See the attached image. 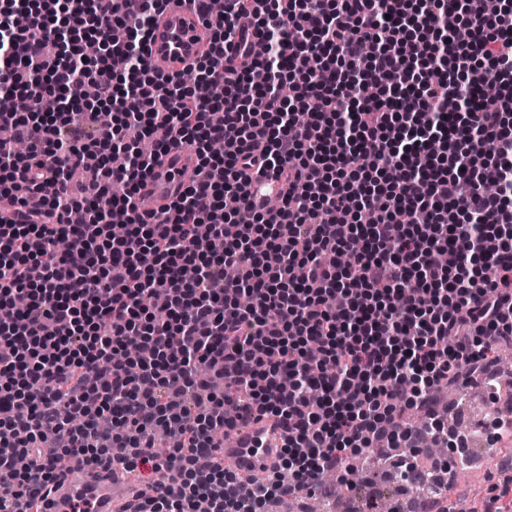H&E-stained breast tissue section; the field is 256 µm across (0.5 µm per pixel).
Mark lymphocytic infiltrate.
Returning a JSON list of instances; mask_svg holds the SVG:
<instances>
[{"label": "lymphocytic infiltrate", "mask_w": 512, "mask_h": 512, "mask_svg": "<svg viewBox=\"0 0 512 512\" xmlns=\"http://www.w3.org/2000/svg\"><path fill=\"white\" fill-rule=\"evenodd\" d=\"M164 3L0 0V89L34 104L0 113V512H47L62 457L148 475L125 512L322 492L380 436L464 463L429 406L512 344V0H229L190 82L147 65ZM174 143L197 165L158 219ZM253 168L278 206L246 207ZM263 421L251 484L219 455ZM476 512H512V454ZM196 166L194 150L183 144L173 146L148 173L142 184V197L153 202L150 211L161 214L165 208L183 192L185 182L182 175Z\"/></svg>", "instance_id": "lymphocytic-infiltrate-1"}]
</instances>
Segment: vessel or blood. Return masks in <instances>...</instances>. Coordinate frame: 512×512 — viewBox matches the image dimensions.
I'll list each match as a JSON object with an SVG mask.
<instances>
[{
	"label": "vessel or blood",
	"instance_id": "obj_1",
	"mask_svg": "<svg viewBox=\"0 0 512 512\" xmlns=\"http://www.w3.org/2000/svg\"><path fill=\"white\" fill-rule=\"evenodd\" d=\"M210 36L209 27L189 0H167L156 17L147 43V62L160 75L184 72L207 50ZM195 166L194 150L182 144L173 146L155 163L141 190L144 197L152 200L153 212L163 213L180 196L185 187L182 175ZM266 437V432L259 427H247L234 434L233 443L225 448L224 456L242 472L262 471L278 454ZM138 494V489L129 488L117 477L92 471L82 481L55 486L51 512H72V504L80 500L89 501L93 512H118L120 505L134 500Z\"/></svg>",
	"mask_w": 512,
	"mask_h": 512
}]
</instances>
